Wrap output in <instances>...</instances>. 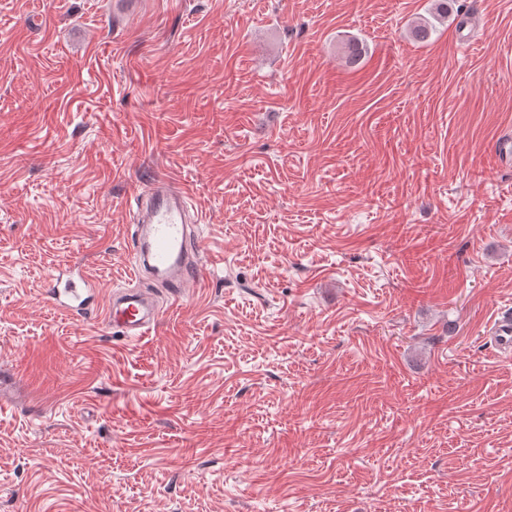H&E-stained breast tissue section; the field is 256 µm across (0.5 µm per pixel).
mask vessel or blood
I'll list each match as a JSON object with an SVG mask.
<instances>
[{
	"mask_svg": "<svg viewBox=\"0 0 512 512\" xmlns=\"http://www.w3.org/2000/svg\"><path fill=\"white\" fill-rule=\"evenodd\" d=\"M140 207L134 267L148 271L169 289L178 301L186 288L195 285L206 269L200 258L202 243L190 220V192L167 176H158L134 193ZM47 293L59 311L76 316L103 314L108 327L119 329L124 339L147 336L158 320L155 300L148 292L129 289L111 298L105 311H98V285L84 274L51 278ZM491 345L501 353L512 351V313L505 312L490 324Z\"/></svg>",
	"mask_w": 512,
	"mask_h": 512,
	"instance_id": "vessel-or-blood-1",
	"label": "vessel or blood"
}]
</instances>
